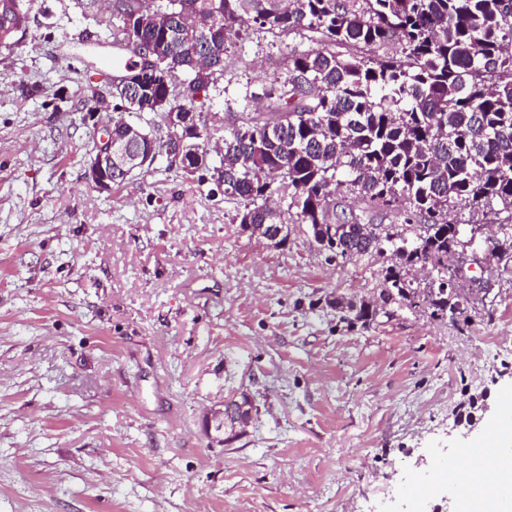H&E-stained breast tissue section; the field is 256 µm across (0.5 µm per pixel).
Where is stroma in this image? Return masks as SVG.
<instances>
[{"mask_svg": "<svg viewBox=\"0 0 512 512\" xmlns=\"http://www.w3.org/2000/svg\"><path fill=\"white\" fill-rule=\"evenodd\" d=\"M0 48V512H369L417 460L458 458L512 407V273L487 261V312L407 311L346 330L323 298L377 297L389 258L327 260L235 221L217 171L84 169L115 75L102 0H28ZM308 37L249 28L197 105L221 140L265 118L264 93ZM258 408L234 443L206 418ZM477 421L460 440L465 415ZM237 395L224 399V415L227 416V421L231 422L235 417L239 419H251L252 410L254 408L251 399L242 394L240 399H236Z\"/></svg>", "mask_w": 512, "mask_h": 512, "instance_id": "1", "label": "stroma"}]
</instances>
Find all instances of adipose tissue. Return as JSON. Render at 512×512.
I'll list each match as a JSON object with an SVG mask.
<instances>
[{
	"label": "adipose tissue",
	"mask_w": 512,
	"mask_h": 512,
	"mask_svg": "<svg viewBox=\"0 0 512 512\" xmlns=\"http://www.w3.org/2000/svg\"><path fill=\"white\" fill-rule=\"evenodd\" d=\"M499 459L498 469L485 470L470 462L456 472V479L470 489L464 500L466 512H495L502 495L512 488V455L503 453Z\"/></svg>",
	"instance_id": "adipose-tissue-1"
}]
</instances>
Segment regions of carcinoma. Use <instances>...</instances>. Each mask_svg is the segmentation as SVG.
<instances>
[{"label":"carcinoma","mask_w":512,"mask_h":512,"mask_svg":"<svg viewBox=\"0 0 512 512\" xmlns=\"http://www.w3.org/2000/svg\"><path fill=\"white\" fill-rule=\"evenodd\" d=\"M25 0H0V39L26 20ZM164 0L165 26L136 18L141 0H118L107 22L113 43L134 52L139 42L166 44L159 76L143 75L151 99L133 113L183 112L167 98L170 72L191 70L196 51L224 61L227 35L254 26L276 34H312L317 47L291 54L287 77L270 89L261 124L224 133V196L244 201L240 224L266 229L322 225L315 233L328 259L388 251L379 300L394 313L454 320L483 302L448 272V257L471 230L448 221L457 207L482 211L500 233L497 262L512 267V0H191L218 22L204 35L185 26L179 3ZM396 42L401 57L358 58L338 46ZM345 189L372 206H406L404 224H361L330 210ZM286 202L279 210L271 198ZM434 276L415 286L423 264ZM348 324H371L375 313L351 301ZM246 395L224 400L227 420L252 417Z\"/></svg>","instance_id":"obj_1"}]
</instances>
